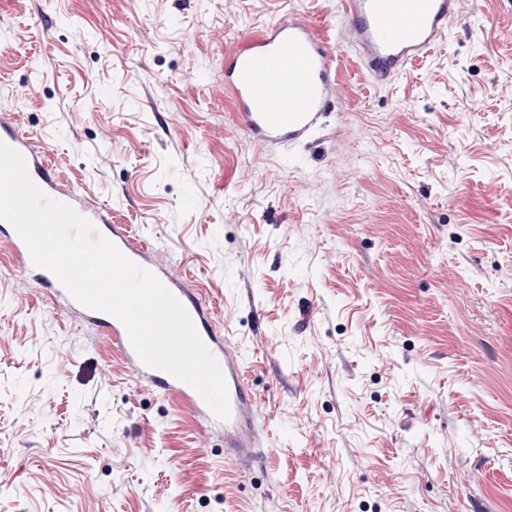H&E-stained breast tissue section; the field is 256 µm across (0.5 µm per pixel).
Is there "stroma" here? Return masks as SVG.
Returning a JSON list of instances; mask_svg holds the SVG:
<instances>
[{
	"mask_svg": "<svg viewBox=\"0 0 512 512\" xmlns=\"http://www.w3.org/2000/svg\"><path fill=\"white\" fill-rule=\"evenodd\" d=\"M339 0H0V114L209 303L252 457L59 311L0 236V512H512V0L391 84L337 52L255 141L243 39Z\"/></svg>",
	"mask_w": 512,
	"mask_h": 512,
	"instance_id": "35a3bbf8",
	"label": "stroma"
}]
</instances>
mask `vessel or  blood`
Segmentation results:
<instances>
[{
	"instance_id": "b4317fda",
	"label": "vessel or blood",
	"mask_w": 512,
	"mask_h": 512,
	"mask_svg": "<svg viewBox=\"0 0 512 512\" xmlns=\"http://www.w3.org/2000/svg\"><path fill=\"white\" fill-rule=\"evenodd\" d=\"M462 4L463 0H344L343 20L332 40L293 16L273 22L263 35L240 48L229 71L228 89L246 130L265 144H296L308 139L337 92L336 46L354 51L368 76L387 84L413 63L427 58L449 38L462 14ZM0 141L25 157L28 174L42 191L73 207L96 230H107L110 242L156 275L180 301L222 369L231 409L229 420L218 421L189 385L144 364L120 320L84 307L65 291L53 273L34 268L24 242L12 232L8 239L17 265L24 271L37 272L49 287L51 301L62 302L67 312L97 323L110 338L113 349L139 378L181 396L210 425H221L227 447L237 454H246L255 445L250 423L257 401L231 343L214 336L210 330L206 306L178 278L153 261L151 248L134 238L127 226L113 223L110 208L89 203L75 190L60 185L47 158L38 155L12 123L3 118H0Z\"/></svg>"
}]
</instances>
